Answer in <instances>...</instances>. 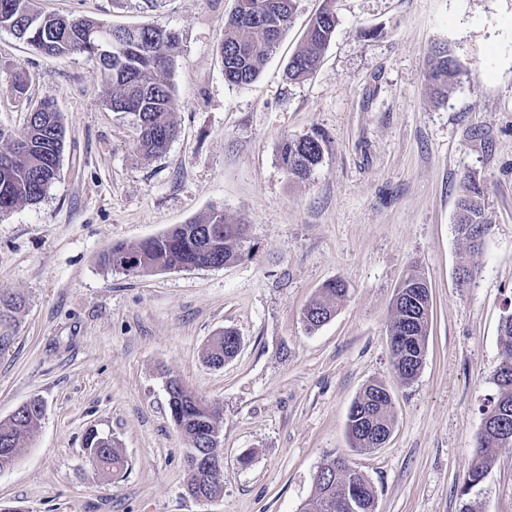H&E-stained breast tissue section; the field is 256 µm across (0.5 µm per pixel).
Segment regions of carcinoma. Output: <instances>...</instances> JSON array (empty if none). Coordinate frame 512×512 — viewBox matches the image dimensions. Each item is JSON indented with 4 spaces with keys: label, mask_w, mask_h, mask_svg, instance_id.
I'll use <instances>...</instances> for the list:
<instances>
[{
    "label": "carcinoma",
    "mask_w": 512,
    "mask_h": 512,
    "mask_svg": "<svg viewBox=\"0 0 512 512\" xmlns=\"http://www.w3.org/2000/svg\"><path fill=\"white\" fill-rule=\"evenodd\" d=\"M235 11L225 22L220 45L224 80L244 86L258 76L262 63L276 50L288 29L296 0H236ZM336 16L329 5L311 19L302 47L293 55L286 76L296 80L312 73L330 42ZM11 31L35 50L49 55H82L94 61L95 76L105 92L106 106L113 112L135 116L138 144L148 155H160L177 134L172 114L176 103L166 80L180 53L178 36L155 27L107 29L89 18H68L45 14L33 8L32 0H0V29ZM460 71L458 61L446 49L434 50L429 60L428 78L436 93L447 88L448 78ZM66 130L60 113L44 102L30 112L23 136L16 138L0 127V141L9 142L0 151V215L20 203L35 204L45 195L60 170ZM324 137L317 133L299 140L285 138L279 148V162L294 180L307 179L321 163ZM457 231L475 252L482 245L487 223L485 194L471 176L463 178L457 202ZM244 230L228 222L224 212L213 211L204 220L178 224L166 233L140 243L136 248L114 245L103 254V263L126 276H139L152 270L203 269L223 266L244 255ZM403 296L392 301L389 331L406 333L407 350L391 349L396 373L410 384L419 373L425 353L429 314L422 312L430 302L426 282L419 274L408 275L400 286ZM346 296L342 281L326 283L304 312L307 328L315 330L328 321ZM505 336L504 358L496 370L497 397L486 405L477 451L463 474L460 493L467 496L487 476L501 441L512 443V312L502 319ZM239 336L224 330L207 348L206 363L222 366L236 353ZM169 407L176 428L189 444L187 451L205 455L212 451L210 440L218 431L212 408L182 385L172 387ZM392 402L388 389L371 382L352 402L347 435L352 449L370 451L376 441L394 428ZM44 416V405L32 399L8 419L0 421V473L15 462L22 442L29 438ZM85 448L102 471H118L126 460L116 441L91 430ZM186 489L207 495L217 493L208 475L186 470ZM316 496L304 512H336V504L348 500L346 512H374L375 494L366 478L338 453L327 456L314 479Z\"/></svg>",
    "instance_id": "1"
}]
</instances>
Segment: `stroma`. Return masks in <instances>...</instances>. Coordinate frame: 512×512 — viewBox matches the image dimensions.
<instances>
[{
  "label": "stroma",
  "instance_id": "35a3bbf8",
  "mask_svg": "<svg viewBox=\"0 0 512 512\" xmlns=\"http://www.w3.org/2000/svg\"><path fill=\"white\" fill-rule=\"evenodd\" d=\"M331 4L336 29L318 68L285 70L310 18ZM47 13L105 26L175 32L167 80L177 135L157 156L137 146L133 116L110 111L86 57L47 56L0 29V126L21 134L51 101L66 140L42 200L0 216V289L23 303L0 321V420L30 399L45 415L0 474L9 512H302L328 454L371 483L375 512H512V446L461 496L482 408L496 395L500 324L512 309V0H297L292 24L256 80H224L219 47L236 0H36ZM460 64L437 98L430 56ZM23 73L25 90L11 89ZM326 137L304 181L278 161L283 138ZM486 196L479 251L458 234L464 176ZM223 211L244 225L230 264L128 277L105 267L138 246ZM469 254L473 276L458 281ZM428 283L424 362L411 384L390 358L391 301L402 279ZM344 281L335 316L307 331L320 288ZM231 329L237 354L204 361ZM178 378L218 414L220 500L192 498L187 444L169 409ZM395 417L383 447L360 453L349 408L369 382ZM112 437L125 468L89 459V430Z\"/></svg>",
  "mask_w": 512,
  "mask_h": 512
}]
</instances>
